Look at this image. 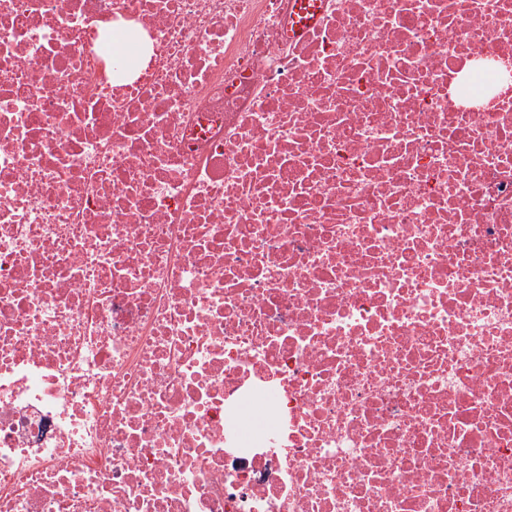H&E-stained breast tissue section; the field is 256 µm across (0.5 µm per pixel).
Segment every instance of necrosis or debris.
Masks as SVG:
<instances>
[{"label": "necrosis or debris", "instance_id": "obj_1", "mask_svg": "<svg viewBox=\"0 0 512 512\" xmlns=\"http://www.w3.org/2000/svg\"><path fill=\"white\" fill-rule=\"evenodd\" d=\"M0 0V512H512V0ZM318 9L319 2L316 0L299 1L297 13L300 17H295L294 37H299L316 20Z\"/></svg>", "mask_w": 512, "mask_h": 512}]
</instances>
